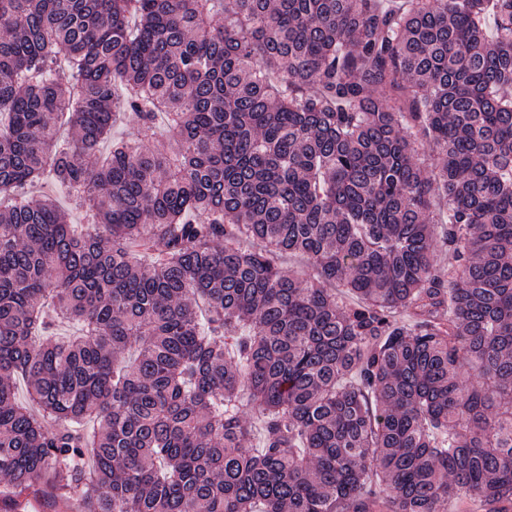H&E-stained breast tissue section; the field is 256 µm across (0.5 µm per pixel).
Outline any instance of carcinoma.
<instances>
[{
	"mask_svg": "<svg viewBox=\"0 0 512 512\" xmlns=\"http://www.w3.org/2000/svg\"><path fill=\"white\" fill-rule=\"evenodd\" d=\"M437 2L0 0L10 512H508L512 0Z\"/></svg>",
	"mask_w": 512,
	"mask_h": 512,
	"instance_id": "cac0c4a2",
	"label": "carcinoma"
}]
</instances>
